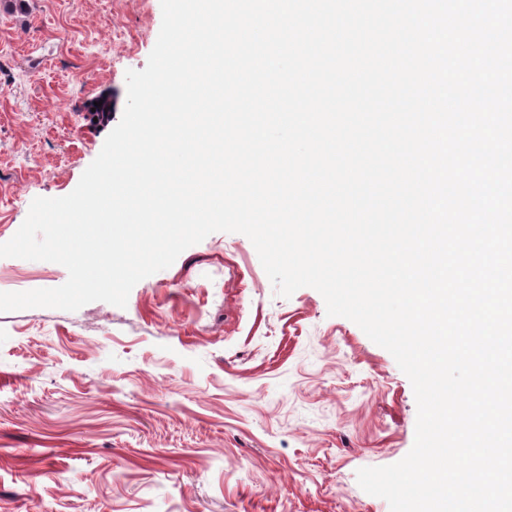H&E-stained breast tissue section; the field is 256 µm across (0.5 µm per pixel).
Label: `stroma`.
<instances>
[{
  "label": "stroma",
  "mask_w": 512,
  "mask_h": 512,
  "mask_svg": "<svg viewBox=\"0 0 512 512\" xmlns=\"http://www.w3.org/2000/svg\"><path fill=\"white\" fill-rule=\"evenodd\" d=\"M161 23L160 0L0 7V243L34 198L75 189ZM67 278L0 258V292ZM416 416L394 357L314 288L279 296L240 233L123 308L0 312V512H390L357 472L403 459Z\"/></svg>",
  "instance_id": "1"
}]
</instances>
